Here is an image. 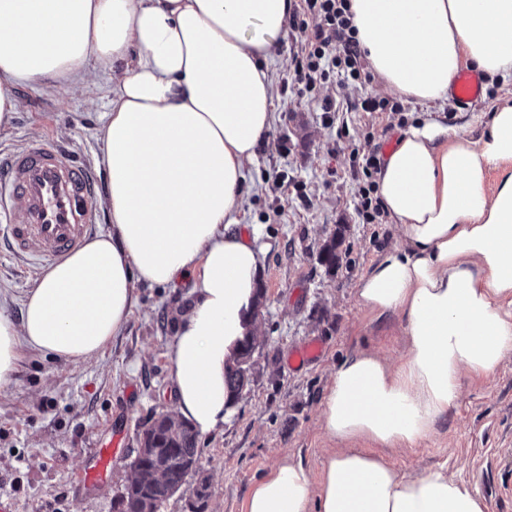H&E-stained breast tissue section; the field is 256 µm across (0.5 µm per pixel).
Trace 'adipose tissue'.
Segmentation results:
<instances>
[{"instance_id":"ef3b65f1","label":"adipose tissue","mask_w":512,"mask_h":512,"mask_svg":"<svg viewBox=\"0 0 512 512\" xmlns=\"http://www.w3.org/2000/svg\"><path fill=\"white\" fill-rule=\"evenodd\" d=\"M293 0H0V128L20 84L112 75L101 127L111 231L43 272L21 322L0 305V385L22 349L79 364L119 335L138 285L189 284L169 346L176 417L198 434L232 408L225 364L253 333L265 252L239 228L245 165L269 132L266 61ZM352 24L392 94L443 101L461 70L512 77V0H352ZM494 192H486L491 172ZM402 243L357 284L371 318L405 321L407 354L338 363L322 427L342 447L319 475L291 454L251 486L245 512H486L438 466L396 470L457 400L463 373L512 355V105L479 138L444 115L403 130L378 175Z\"/></svg>"}]
</instances>
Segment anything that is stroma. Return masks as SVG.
Here are the masks:
<instances>
[{"instance_id": "35a3bbf8", "label": "stroma", "mask_w": 512, "mask_h": 512, "mask_svg": "<svg viewBox=\"0 0 512 512\" xmlns=\"http://www.w3.org/2000/svg\"><path fill=\"white\" fill-rule=\"evenodd\" d=\"M303 38L301 31L286 29L267 62L272 124L246 166L242 213L243 231L257 233L266 251L264 298L255 315L249 381L223 426L199 437L201 473L187 479L189 487L207 479L206 512H244L250 486L283 452L301 449L311 472L319 473L337 446L322 429L336 365L358 350L377 352L392 364L407 351L403 319L373 320L356 298L360 277L400 241L391 217L366 224L355 210L359 157L385 158L400 130L429 112H445L449 125L479 136L491 112L512 102L511 80H488L486 97L470 111L451 98L409 101L400 112H365L363 99L397 100L372 74L348 83L333 78L301 94L284 84ZM99 85L93 105L79 86L19 85L20 107L11 126L0 131V149L57 141L106 182L98 157L101 115L112 89L108 75H100ZM326 99L335 102V111H322ZM6 234L0 222V289H8L6 307L17 321L45 262H22ZM332 239L339 260L330 270L320 264L319 253ZM189 291L185 283L175 289L139 286L123 331L86 363L22 350L11 382L0 386V497L11 498L15 512H113L143 428L174 409L168 347L174 314ZM312 340L322 342L321 356L290 367V352ZM114 433L122 435L124 451L110 479L90 491L78 489L77 474L88 464L90 448ZM504 448H512V356L490 376H464L456 403L430 438L386 456L403 473L447 466L449 475L478 491L486 512H512V465L494 462Z\"/></svg>"}]
</instances>
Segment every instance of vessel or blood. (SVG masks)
I'll list each match as a JSON object with an SVG mask.
<instances>
[{"mask_svg": "<svg viewBox=\"0 0 512 512\" xmlns=\"http://www.w3.org/2000/svg\"><path fill=\"white\" fill-rule=\"evenodd\" d=\"M454 97L465 109L482 98L477 72H461ZM101 186L92 171L68 162L64 152L48 144L28 143L0 157V213L12 198L22 206L11 227V245L20 256L65 257L95 231L93 201ZM92 463L77 476L82 489L104 484L112 474L116 450L105 443L90 451Z\"/></svg>", "mask_w": 512, "mask_h": 512, "instance_id": "obj_1", "label": "vessel or blood"}]
</instances>
